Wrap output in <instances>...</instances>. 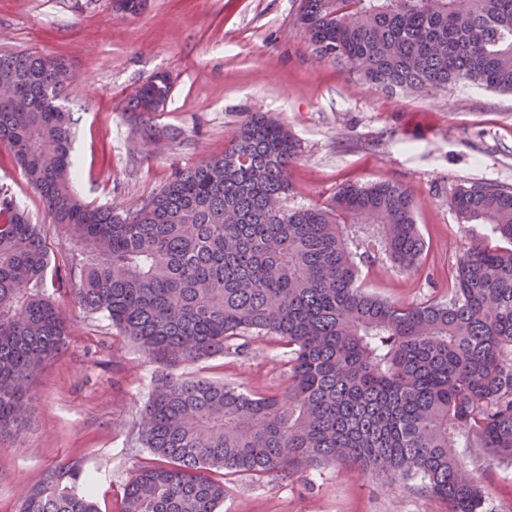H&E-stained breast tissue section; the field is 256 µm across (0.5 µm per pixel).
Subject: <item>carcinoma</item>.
Here are the masks:
<instances>
[{
    "label": "carcinoma",
    "instance_id": "cac0c4a2",
    "mask_svg": "<svg viewBox=\"0 0 512 512\" xmlns=\"http://www.w3.org/2000/svg\"><path fill=\"white\" fill-rule=\"evenodd\" d=\"M136 16L146 0H113ZM316 54L352 66L370 87L435 94L457 84L512 93V0H302ZM65 60L0 55V146L63 231L79 272L72 302L104 313L170 368L224 353L249 334L288 345L281 394L242 392L164 374L138 409L149 457L119 512H219L224 476L290 477L335 463L418 478L448 512H484L459 449L512 463V188L461 185L462 224L498 240L459 259L448 302L399 303L364 289L373 248L417 270L427 243L412 193L388 182L344 185L288 210L299 144L258 110L224 154L175 175L133 210L92 207L72 189L73 119L59 103ZM172 90L159 72L128 100L147 145ZM46 230L0 187V434L27 419L30 383L66 346L67 318L44 292ZM78 459L47 469L19 512H98L77 489Z\"/></svg>",
    "mask_w": 512,
    "mask_h": 512
}]
</instances>
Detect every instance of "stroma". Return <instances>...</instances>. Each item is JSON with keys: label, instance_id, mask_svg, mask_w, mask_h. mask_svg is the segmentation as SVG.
Masks as SVG:
<instances>
[{"label": "stroma", "instance_id": "1", "mask_svg": "<svg viewBox=\"0 0 512 512\" xmlns=\"http://www.w3.org/2000/svg\"><path fill=\"white\" fill-rule=\"evenodd\" d=\"M301 0H147L137 16L116 17L112 0H0V54L65 57L73 74L63 104L72 113L74 188L98 206L130 208L158 192L176 171L222 154L249 112L279 114L301 145L288 208L320 204L345 184L391 182L408 188L429 244L417 272L388 264L362 274L382 298L446 301L460 257L489 239L488 227L459 223L448 200L461 184L512 187V94L459 85L438 95L386 93L347 66L318 59L298 23ZM173 87L156 123L180 131L147 151L140 123L126 112L153 73ZM34 223L46 226L51 263L65 282L45 291L68 318L65 350L31 387L20 435H0V512H18L21 494L48 468L81 460L79 487L99 512H118L124 484L148 458L136 412L160 364L122 336L106 316L87 314L68 295L76 278L39 193L0 146V187ZM181 373L244 392L274 394L288 384V348L272 336L233 341L224 354ZM463 466L486 492V512H512V464L462 451ZM220 512H445L420 481L348 475L336 464L292 477L224 478Z\"/></svg>", "mask_w": 512, "mask_h": 512}]
</instances>
